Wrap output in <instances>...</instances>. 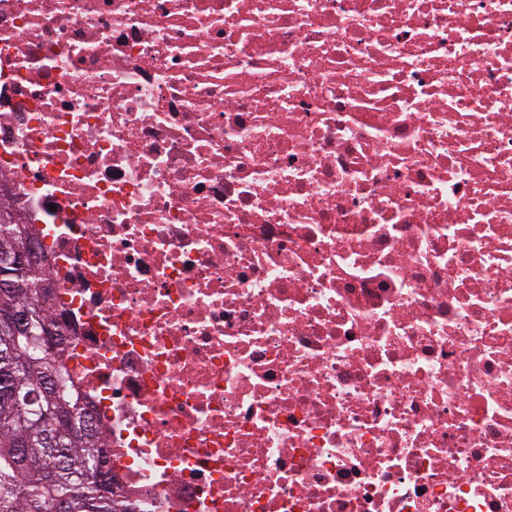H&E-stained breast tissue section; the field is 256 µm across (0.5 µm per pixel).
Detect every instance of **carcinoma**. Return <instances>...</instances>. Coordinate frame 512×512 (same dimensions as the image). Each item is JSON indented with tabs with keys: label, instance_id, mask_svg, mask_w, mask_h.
Here are the masks:
<instances>
[{
	"label": "carcinoma",
	"instance_id": "cac0c4a2",
	"mask_svg": "<svg viewBox=\"0 0 512 512\" xmlns=\"http://www.w3.org/2000/svg\"><path fill=\"white\" fill-rule=\"evenodd\" d=\"M26 240H35L28 225L0 223V253ZM48 280L43 265L15 269L10 287H0V314L22 307L38 321L51 319L40 288ZM65 360L59 338L51 352L35 354L0 331V512H133L119 508L112 471L102 483L85 480L109 463V443L97 426L81 429L90 413L72 381L62 400L51 390L53 376L69 377ZM71 417L65 435L60 419Z\"/></svg>",
	"mask_w": 512,
	"mask_h": 512
}]
</instances>
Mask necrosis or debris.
<instances>
[{
  "mask_svg": "<svg viewBox=\"0 0 512 512\" xmlns=\"http://www.w3.org/2000/svg\"><path fill=\"white\" fill-rule=\"evenodd\" d=\"M0 201L135 512H512V0H0Z\"/></svg>",
  "mask_w": 512,
  "mask_h": 512,
  "instance_id": "necrosis-or-debris-1",
  "label": "necrosis or debris"
}]
</instances>
